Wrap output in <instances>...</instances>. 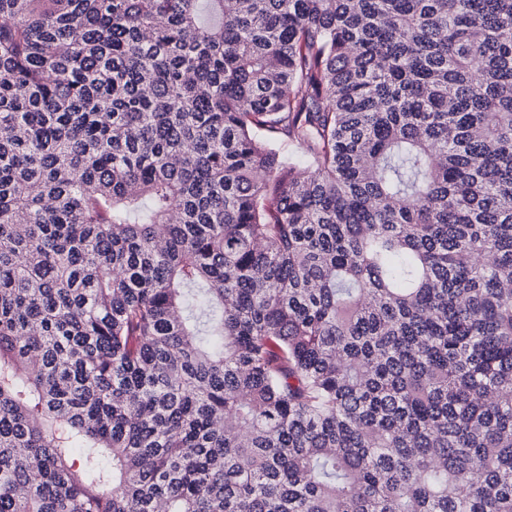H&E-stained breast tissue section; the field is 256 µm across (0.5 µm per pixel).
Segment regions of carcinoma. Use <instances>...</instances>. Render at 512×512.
<instances>
[{
  "mask_svg": "<svg viewBox=\"0 0 512 512\" xmlns=\"http://www.w3.org/2000/svg\"><path fill=\"white\" fill-rule=\"evenodd\" d=\"M0 512H512V0H0Z\"/></svg>",
  "mask_w": 512,
  "mask_h": 512,
  "instance_id": "cac0c4a2",
  "label": "carcinoma"
}]
</instances>
